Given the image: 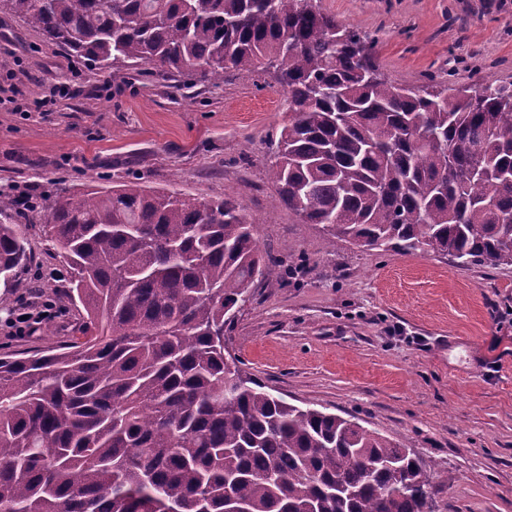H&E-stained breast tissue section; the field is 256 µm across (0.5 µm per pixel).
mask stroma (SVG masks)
Wrapping results in <instances>:
<instances>
[{
  "mask_svg": "<svg viewBox=\"0 0 512 512\" xmlns=\"http://www.w3.org/2000/svg\"><path fill=\"white\" fill-rule=\"evenodd\" d=\"M367 35L407 87L512 83V0H317ZM288 100L267 72L223 84L137 63L102 69L0 14V192L40 206L14 217L29 248L0 283V353L65 342L78 319L47 206L127 181L232 194L283 275L256 283L224 328L248 376L288 403L358 422L411 448L436 475L437 512H512V266L330 242L278 202L267 175ZM56 303L31 336L22 301Z\"/></svg>",
  "mask_w": 512,
  "mask_h": 512,
  "instance_id": "35a3bbf8",
  "label": "stroma"
}]
</instances>
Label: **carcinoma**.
<instances>
[{
  "instance_id": "cac0c4a2",
  "label": "carcinoma",
  "mask_w": 512,
  "mask_h": 512,
  "mask_svg": "<svg viewBox=\"0 0 512 512\" xmlns=\"http://www.w3.org/2000/svg\"><path fill=\"white\" fill-rule=\"evenodd\" d=\"M102 68L220 82L261 60L288 95L268 169L304 224L365 250L512 266V83L384 79L315 0H0ZM0 193V278L28 260ZM79 322L0 357V512H434L433 474L357 422L290 404L224 353L279 277L236 201L129 181L50 204Z\"/></svg>"
}]
</instances>
